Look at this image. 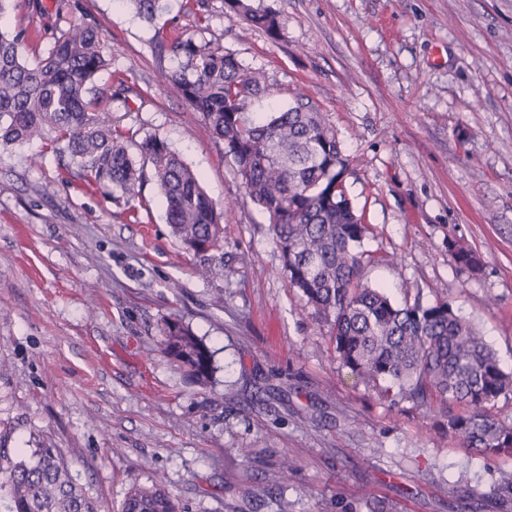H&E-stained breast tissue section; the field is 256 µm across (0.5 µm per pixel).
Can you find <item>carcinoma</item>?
Wrapping results in <instances>:
<instances>
[{"label": "carcinoma", "mask_w": 512, "mask_h": 512, "mask_svg": "<svg viewBox=\"0 0 512 512\" xmlns=\"http://www.w3.org/2000/svg\"><path fill=\"white\" fill-rule=\"evenodd\" d=\"M150 22L158 0H127ZM224 7L269 38L281 35L278 15L252 0H224ZM21 33L0 29V142L22 144L49 138L64 143L78 176L89 186L110 187L119 196L136 194L141 160L166 202V222L189 251L220 246L224 212L204 191L199 175L156 134L114 126L89 115L98 104L94 78L108 65L97 31L76 24L47 54L23 58ZM178 69L163 75L193 111L202 115L213 140L235 165L246 195L269 218L273 240L290 287L328 328L344 367L391 405L402 402L437 411L448 434L485 460L512 452V425L493 419L489 408L512 394L504 371L477 330L456 315L448 299L425 304L393 301L372 287L364 270L372 261L363 249L370 225L346 194L348 164L319 106L297 95L288 109L262 121L249 106L267 91L264 74L232 52L206 40L176 37ZM456 264L478 272L480 257L452 245ZM162 352L199 386L211 382L213 356L203 339L178 320L162 329ZM454 405L467 412L458 414ZM0 499L7 512H100L52 448L0 465ZM118 512H178L164 486L129 488Z\"/></svg>", "instance_id": "1"}]
</instances>
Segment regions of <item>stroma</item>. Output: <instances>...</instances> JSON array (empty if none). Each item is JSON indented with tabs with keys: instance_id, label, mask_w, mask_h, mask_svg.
Wrapping results in <instances>:
<instances>
[{
	"instance_id": "1",
	"label": "stroma",
	"mask_w": 512,
	"mask_h": 512,
	"mask_svg": "<svg viewBox=\"0 0 512 512\" xmlns=\"http://www.w3.org/2000/svg\"><path fill=\"white\" fill-rule=\"evenodd\" d=\"M205 3L159 0L147 22L125 0H14L0 19L30 61L95 27L112 52L98 95L137 93L103 120L159 134L234 203L220 248L188 252L151 175L119 205L45 141L0 144V450L56 449L101 512L158 480L180 512H512L496 498L512 455L475 456L440 414L389 406L342 367L232 160L161 81L172 39L203 38L264 73L256 117L310 97L372 229L367 280L397 300L448 297L512 372V0H253L279 16L276 40ZM454 241L478 273L455 265ZM170 319L210 348V385L162 353ZM284 456L296 469L272 485Z\"/></svg>"
}]
</instances>
